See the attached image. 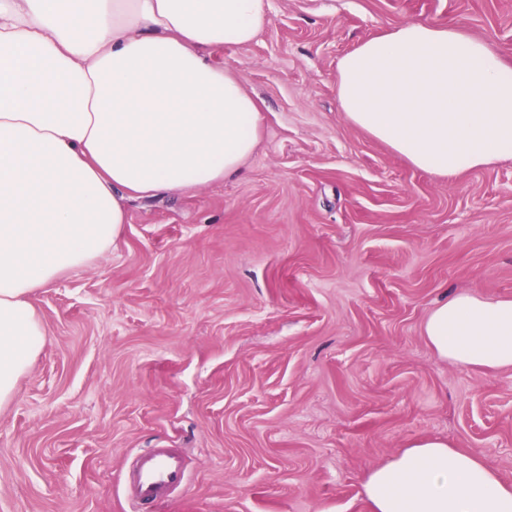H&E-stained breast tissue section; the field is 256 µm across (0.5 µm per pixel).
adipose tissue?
Returning a JSON list of instances; mask_svg holds the SVG:
<instances>
[{
	"mask_svg": "<svg viewBox=\"0 0 512 512\" xmlns=\"http://www.w3.org/2000/svg\"><path fill=\"white\" fill-rule=\"evenodd\" d=\"M270 0H0V408L46 345L30 302L104 254L130 201L237 175L261 124L213 50L253 42ZM350 124L451 178L512 158V60L461 26L407 22L336 68ZM423 335L464 368H512V298L456 291ZM371 512H512L479 455L422 438L373 469Z\"/></svg>",
	"mask_w": 512,
	"mask_h": 512,
	"instance_id": "1",
	"label": "adipose tissue"
}]
</instances>
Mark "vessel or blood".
Instances as JSON below:
<instances>
[{"label":"vessel or blood","mask_w":512,"mask_h":512,"mask_svg":"<svg viewBox=\"0 0 512 512\" xmlns=\"http://www.w3.org/2000/svg\"><path fill=\"white\" fill-rule=\"evenodd\" d=\"M185 458L177 448H154L136 455L125 473L134 501L152 505L166 500L185 478Z\"/></svg>","instance_id":"b4317fda"}]
</instances>
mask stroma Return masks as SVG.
<instances>
[{
  "instance_id": "stroma-1",
  "label": "stroma",
  "mask_w": 512,
  "mask_h": 512,
  "mask_svg": "<svg viewBox=\"0 0 512 512\" xmlns=\"http://www.w3.org/2000/svg\"><path fill=\"white\" fill-rule=\"evenodd\" d=\"M214 59L262 112L241 171L132 201L112 247L38 289L40 356L0 409V512H371L362 484L439 437L512 483V369L437 358L427 312L512 297V159L441 178L350 124L336 65L407 21L512 54V0H270ZM179 448L184 484L124 480ZM185 471V458L179 448H152L135 456L125 480L134 501L152 505L166 500L182 485Z\"/></svg>"
}]
</instances>
